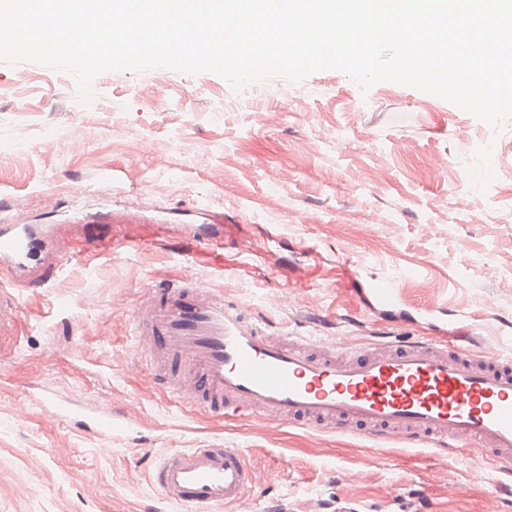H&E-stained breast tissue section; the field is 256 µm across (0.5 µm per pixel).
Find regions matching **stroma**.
Segmentation results:
<instances>
[{
	"mask_svg": "<svg viewBox=\"0 0 512 512\" xmlns=\"http://www.w3.org/2000/svg\"><path fill=\"white\" fill-rule=\"evenodd\" d=\"M233 91L221 76L110 71L83 104L68 73L0 63V223L199 224L235 216L224 260L145 241L74 257L19 288L0 341V512H193L166 502L151 463L171 448H238L258 484L246 512H486L512 476L476 469V449L377 444L262 418L214 419L174 403L141 360L139 288L192 281L259 311L289 338L367 343L395 335L354 293L380 275L402 315L468 299L471 353L512 355V124L501 132L393 82L368 92L326 70ZM95 400L124 419L104 438L51 418L46 396ZM463 486L459 496L449 486Z\"/></svg>",
	"mask_w": 512,
	"mask_h": 512,
	"instance_id": "1",
	"label": "stroma"
}]
</instances>
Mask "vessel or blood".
Here are the masks:
<instances>
[{
  "label": "vessel or blood",
  "mask_w": 512,
  "mask_h": 512,
  "mask_svg": "<svg viewBox=\"0 0 512 512\" xmlns=\"http://www.w3.org/2000/svg\"><path fill=\"white\" fill-rule=\"evenodd\" d=\"M51 230L20 214L0 225V271L10 282L0 289V324L12 311V287L42 265L40 246ZM167 238L164 224H130L113 237L88 224L75 251L58 252L56 261ZM188 239L221 249L223 219L191 225ZM361 294L379 311L400 300L396 283L378 276ZM131 313L155 384L213 417L256 414L277 426L302 423L341 434L362 427L387 442L440 450L469 444L512 471V361L488 352L473 356L448 335L441 310L427 314L432 337L371 346L281 341L268 319L190 285L142 288ZM45 406L76 428L112 434L111 410L74 407L53 396ZM152 481L168 502L219 512L240 505L258 475L240 449L194 448L168 453Z\"/></svg>",
  "instance_id": "1"
}]
</instances>
